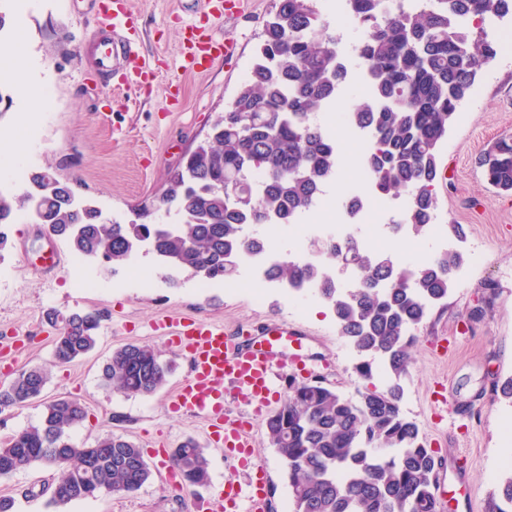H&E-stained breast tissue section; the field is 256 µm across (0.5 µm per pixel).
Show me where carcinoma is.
<instances>
[{"label":"carcinoma","instance_id":"cac0c4a2","mask_svg":"<svg viewBox=\"0 0 512 512\" xmlns=\"http://www.w3.org/2000/svg\"><path fill=\"white\" fill-rule=\"evenodd\" d=\"M343 2L364 30L353 49L359 70L352 72L341 56V39L329 31L315 0H276L247 80L209 137L179 165L190 184L180 187L175 171L158 195V210L175 213L182 232L152 222L151 213L129 224H99L96 209L73 205L59 193L47 206L53 230L81 225L80 235L60 238L83 257L103 254L120 263L150 239L179 271L209 263V279L233 277L237 268L216 265L219 257L253 254L261 225L295 223L317 206L324 185L338 175L336 142L317 115L351 76L369 87L346 121L369 140L362 165L371 173L370 187L378 195L404 191L410 201L396 228L425 234L437 208L440 145L483 66L496 55L480 24L512 15V0H427L417 10L396 0ZM479 166L490 185L512 193V137L500 138ZM256 173L262 180L253 179ZM45 186L41 171L31 174L23 190L0 192V227L27 208L22 191L37 194ZM313 252L355 269L362 282L392 284L383 290L339 288L314 260L268 269L298 290L317 284L338 333L358 357L356 374L368 379L374 364L382 363L389 379L384 388L351 398L316 383L289 382L287 401L265 425L285 467L291 512H437L436 454L402 413L399 381L407 374L416 332L432 306L448 297L454 284L448 271L457 270L464 257L446 251L407 268L389 255L361 249L353 235L342 245L315 242ZM101 320L96 311L66 314L55 358L66 363L88 355ZM169 372L151 348L127 344L113 352L102 379L126 395L150 396ZM48 381L43 367L21 371L0 388V413L39 399ZM86 414L76 399L46 403L38 424L0 445V478L31 465L55 467L49 503L57 508L140 490L151 469L134 442L114 434L90 443L71 440L69 432ZM171 458L186 484L206 485L209 462L198 442L185 440Z\"/></svg>","mask_w":512,"mask_h":512}]
</instances>
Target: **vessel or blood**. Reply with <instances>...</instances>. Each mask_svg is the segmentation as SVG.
Masks as SVG:
<instances>
[{
  "instance_id": "1",
  "label": "vessel or blood",
  "mask_w": 512,
  "mask_h": 512,
  "mask_svg": "<svg viewBox=\"0 0 512 512\" xmlns=\"http://www.w3.org/2000/svg\"><path fill=\"white\" fill-rule=\"evenodd\" d=\"M106 37L94 52L89 67L98 75L119 77L121 87L137 88L153 73V65L136 47L130 32L134 22L127 0H107L104 9ZM231 39L190 41L185 67L205 70L218 55H232ZM155 331L184 352L188 375L178 385L172 407L202 418L212 433L223 440L227 451L250 468L246 483L224 482V512H269L270 477L255 464L257 440L252 421L270 413L288 379L323 382L315 360L299 352L304 335L285 322H271L263 329L224 330L223 326L193 318L160 319ZM245 406L239 416L225 408L228 398Z\"/></svg>"
}]
</instances>
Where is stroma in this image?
<instances>
[{"instance_id": "35a3bbf8", "label": "stroma", "mask_w": 512, "mask_h": 512, "mask_svg": "<svg viewBox=\"0 0 512 512\" xmlns=\"http://www.w3.org/2000/svg\"><path fill=\"white\" fill-rule=\"evenodd\" d=\"M141 52L156 77L125 92L82 72L79 47L103 28L98 0H6V30L0 42V144L17 146L35 169L67 183L77 198L121 222L160 193L184 155L205 139L218 115L230 105L263 39L274 0H245L239 15L204 13L201 0H128ZM196 18L203 36L235 40L232 59L216 58L200 73L179 69L185 21ZM24 53L28 67L14 75L10 51ZM49 90L35 138L23 137L21 118L32 101L20 84ZM339 156L346 170L344 193L360 189L364 139L349 128L336 129ZM512 136V47L500 49L486 64L471 96L461 105L440 148L446 184L436 186L438 221L459 224L464 237L438 240L410 235L379 242L381 253L405 263L433 259L442 249L464 253L455 286L419 329L409 373L403 381L402 410L417 422L440 470L456 466L465 481L448 486V512H492L501 461L512 455V403L496 396L498 379L512 376V194L492 189L478 160L498 138ZM0 266L10 270L0 281V386L24 369L43 366L50 379L39 401L0 414V443L37 423L45 402L68 397L87 409L71 431L77 442L107 434L125 437L143 454L174 449L192 439L205 448L209 481L204 486L172 487L164 468L152 470L136 493L104 494L58 509L47 496L28 488L51 483L55 470L33 466L0 480V497L14 498V512H191L194 497L219 501L225 480L247 481L248 474L209 438L206 423L171 407L174 391L188 371L186 358L150 328L160 315L192 317L233 331L281 318L308 334L307 348L332 387L348 394L381 388L380 376L364 380L355 373L351 348L336 329L325 301L302 305L287 289L270 285L263 300L247 287L200 291L194 278L181 274L180 285L157 279L154 287L124 285L125 266L100 259L88 265L100 277L90 292L74 288L77 271L67 242L56 240L59 269L42 273L37 255L45 241L41 225L12 224ZM99 311L103 320L95 349L66 364L53 356L54 330L49 310ZM127 344L146 345L171 365L166 385L148 397L128 396L103 386L101 373L113 351ZM265 423H254L256 460L270 474L272 512H285L291 490L283 464L265 440Z\"/></svg>"}]
</instances>
